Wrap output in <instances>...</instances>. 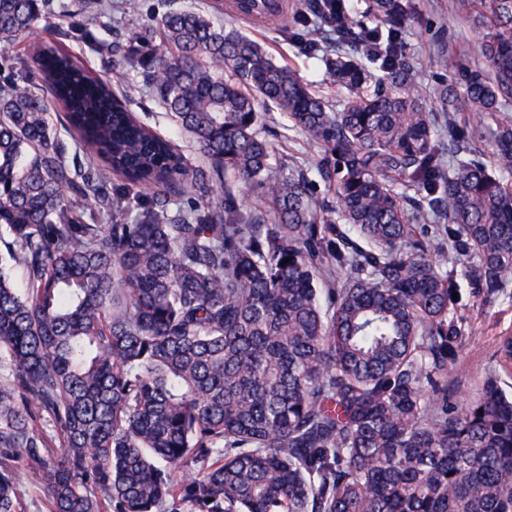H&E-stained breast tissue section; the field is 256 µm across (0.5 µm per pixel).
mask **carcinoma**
<instances>
[{
  "label": "carcinoma",
  "mask_w": 512,
  "mask_h": 512,
  "mask_svg": "<svg viewBox=\"0 0 512 512\" xmlns=\"http://www.w3.org/2000/svg\"><path fill=\"white\" fill-rule=\"evenodd\" d=\"M48 7L0 0V454L31 462L50 512H512V336L474 401L448 381L468 340L453 294L512 281V0H458L483 65L439 32L457 64L438 112L404 52L407 0H311L334 107L235 26L162 13L159 44L121 62L147 67L198 168L63 42L14 50ZM62 13L65 36L117 52L96 31L112 0ZM262 104L322 147L314 177L272 164ZM462 113L495 125L499 174ZM254 187L273 222L236 198ZM182 194L202 203L170 214ZM18 507L0 464V512Z\"/></svg>",
  "instance_id": "cac0c4a2"
}]
</instances>
